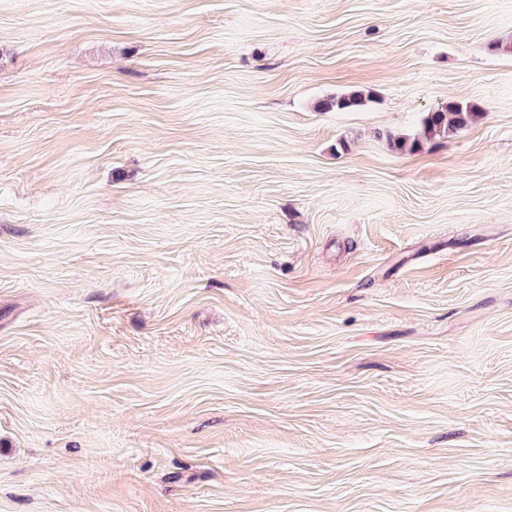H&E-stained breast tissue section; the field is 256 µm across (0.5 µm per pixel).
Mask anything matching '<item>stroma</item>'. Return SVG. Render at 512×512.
<instances>
[{"mask_svg":"<svg viewBox=\"0 0 512 512\" xmlns=\"http://www.w3.org/2000/svg\"><path fill=\"white\" fill-rule=\"evenodd\" d=\"M496 40L512 0H0V512H512ZM368 101V96H365L362 91L354 90L320 100L316 103L315 107L320 111L347 112L355 111L365 106ZM479 116V108L474 104L448 102L427 112L422 120L420 136L411 141L407 137L392 139L390 145L396 150L408 148L414 151L421 146V140L448 138L457 130L468 127Z\"/></svg>","mask_w":512,"mask_h":512,"instance_id":"obj_1","label":"stroma"}]
</instances>
